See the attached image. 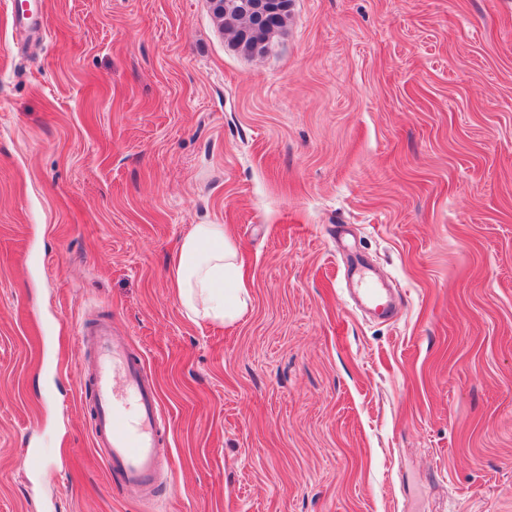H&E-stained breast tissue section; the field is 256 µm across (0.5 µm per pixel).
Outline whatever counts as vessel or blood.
Returning a JSON list of instances; mask_svg holds the SVG:
<instances>
[{
  "mask_svg": "<svg viewBox=\"0 0 512 512\" xmlns=\"http://www.w3.org/2000/svg\"><path fill=\"white\" fill-rule=\"evenodd\" d=\"M357 291L371 306L384 302L385 289L360 275ZM82 341L94 355L89 375L91 431L108 471L119 483L155 491L165 423L154 382L132 343L104 321L85 327Z\"/></svg>",
  "mask_w": 512,
  "mask_h": 512,
  "instance_id": "b4317fda",
  "label": "vessel or blood"
}]
</instances>
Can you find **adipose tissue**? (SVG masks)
Here are the masks:
<instances>
[{"label": "adipose tissue", "mask_w": 512, "mask_h": 512, "mask_svg": "<svg viewBox=\"0 0 512 512\" xmlns=\"http://www.w3.org/2000/svg\"><path fill=\"white\" fill-rule=\"evenodd\" d=\"M238 247L220 224H196L174 253L168 278L187 318L230 323L248 307Z\"/></svg>", "instance_id": "1"}]
</instances>
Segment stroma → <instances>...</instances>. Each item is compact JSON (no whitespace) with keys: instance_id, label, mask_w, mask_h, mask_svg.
I'll use <instances>...</instances> for the list:
<instances>
[{"instance_id":"stroma-1","label":"stroma","mask_w":512,"mask_h":512,"mask_svg":"<svg viewBox=\"0 0 512 512\" xmlns=\"http://www.w3.org/2000/svg\"><path fill=\"white\" fill-rule=\"evenodd\" d=\"M196 224L235 322L169 285ZM95 319L157 387L150 496L94 446ZM0 512H512V0H292L262 56L209 0H0ZM238 247L222 224H196L174 253L168 278L187 318L230 323L248 308ZM356 286L357 292L366 304L376 306L378 303H382L386 313H390V310L384 306L386 299L385 288H379L378 284L365 274L359 276Z\"/></svg>"}]
</instances>
